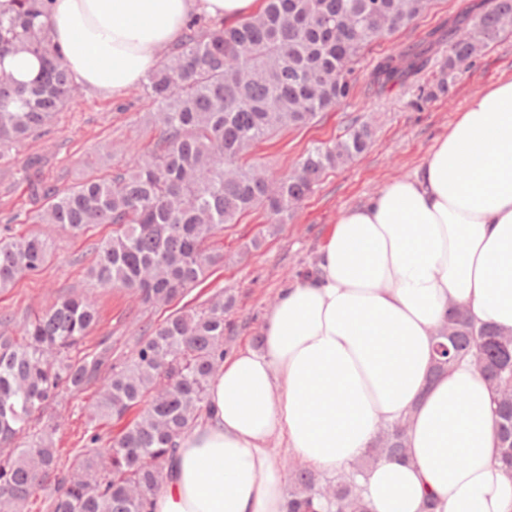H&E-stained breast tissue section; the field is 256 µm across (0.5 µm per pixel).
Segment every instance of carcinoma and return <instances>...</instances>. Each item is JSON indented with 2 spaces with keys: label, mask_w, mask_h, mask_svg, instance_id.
Masks as SVG:
<instances>
[{
  "label": "carcinoma",
  "mask_w": 512,
  "mask_h": 512,
  "mask_svg": "<svg viewBox=\"0 0 512 512\" xmlns=\"http://www.w3.org/2000/svg\"><path fill=\"white\" fill-rule=\"evenodd\" d=\"M0 11V60L24 51L42 61L32 81L17 84L0 70V150L21 143L73 105L79 87L39 17L45 0H12ZM427 0H263L260 12L206 30L194 21L182 43L148 76L145 93L158 105L146 121L159 137L131 173L90 177L66 190L33 180V199L48 205L28 216L74 234L112 225L97 247L90 278L103 288L138 294L150 307L169 304L205 278L219 255L216 229L261 206L281 224L314 191L322 175L362 154L373 130L363 123L333 145H316L291 174L274 182L240 163L253 145L314 121L354 92L355 66L376 39L409 25ZM512 27V0L448 24V59L436 90L446 93L478 49ZM430 47L412 46L381 58L369 74L380 86L400 83L420 68ZM52 243L39 236L0 237V289L38 273ZM233 298L179 312L138 338L134 358L112 363V346L79 359L68 356L99 320L93 301L67 296L35 315L18 339L0 332V512H32L31 488L52 491L40 512H149L151 497L194 427L207 388L224 361L225 313ZM432 373L466 357L491 386L498 462L512 471V334L476 327L452 306L439 330ZM100 383L86 430L88 450L60 465L56 427L44 418L63 395ZM131 419L104 446L100 425ZM408 421L388 424L363 456L333 480L307 468L290 472L287 512H371L361 479L379 460L406 459Z\"/></svg>",
  "instance_id": "1"
}]
</instances>
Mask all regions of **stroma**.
<instances>
[{
    "label": "stroma",
    "mask_w": 512,
    "mask_h": 512,
    "mask_svg": "<svg viewBox=\"0 0 512 512\" xmlns=\"http://www.w3.org/2000/svg\"><path fill=\"white\" fill-rule=\"evenodd\" d=\"M486 2L430 0L413 24L373 42L366 50L356 67V87L347 102L308 125L282 130L253 147L247 161L277 178L289 174L307 149L342 138L352 120L375 126L370 148L327 172L287 223H269L266 212L256 208L237 223L220 229L214 243L221 248L223 261L209 270L198 287L157 309L143 308L132 292L99 287L88 277L95 250L111 236V226L102 224L75 237L50 224L26 221L35 207L25 180L28 173L37 174L48 187L65 189L91 176L131 169L155 137L143 121L144 113L153 111L154 106L142 87H133L118 97L82 89L78 102L59 112L48 127L0 155V236L42 234L53 240L55 248L41 272L0 291V315L12 319L9 333L20 335L30 317L49 309L61 297L86 296L97 304L100 321L78 352L93 353L106 336L112 344V361L120 365L133 356L144 324L161 322L224 293L235 299L227 315L232 336L224 342L226 352L231 354L254 343L280 290L314 268L317 253L340 213L364 204L387 182L411 176L473 95L512 78L511 29L479 52L472 65L455 79L449 94L431 101L419 102L418 96L440 74L448 54L444 43L431 51L424 67L407 81L383 88L369 81L380 58L425 41L432 32L447 31L456 15ZM255 240L260 241V248H252ZM95 399L96 392L91 389L49 408V415L59 425L56 446L63 458H70L74 449L82 447L87 414Z\"/></svg>",
    "instance_id": "stroma-1"
}]
</instances>
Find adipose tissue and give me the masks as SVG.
Instances as JSON below:
<instances>
[{"mask_svg": "<svg viewBox=\"0 0 512 512\" xmlns=\"http://www.w3.org/2000/svg\"><path fill=\"white\" fill-rule=\"evenodd\" d=\"M258 8L50 0L44 22L83 85L119 95L191 14L231 24ZM452 304L512 334V78L473 96L412 176L341 212L313 272L269 309L261 346L211 378L152 512H286L278 448L333 472L404 418L407 460H379L363 482L372 512H512L488 384L467 359L430 374Z\"/></svg>", "mask_w": 512, "mask_h": 512, "instance_id": "ef3b65f1", "label": "adipose tissue"}]
</instances>
